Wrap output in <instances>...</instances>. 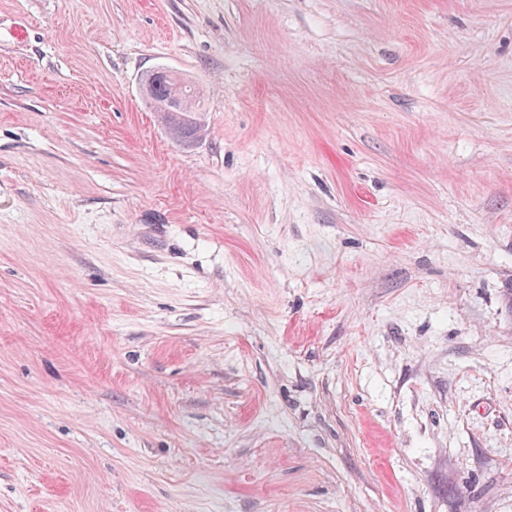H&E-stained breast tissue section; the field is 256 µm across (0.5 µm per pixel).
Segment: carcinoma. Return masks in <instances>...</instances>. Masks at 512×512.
Here are the masks:
<instances>
[{"label": "carcinoma", "instance_id": "carcinoma-1", "mask_svg": "<svg viewBox=\"0 0 512 512\" xmlns=\"http://www.w3.org/2000/svg\"><path fill=\"white\" fill-rule=\"evenodd\" d=\"M174 77L175 74L165 68L155 67L146 71L143 75L142 85L150 87L149 99L155 110L160 112L171 138L183 146H189L203 135L202 113L199 109L198 95L191 92L187 93L182 99V111H165Z\"/></svg>", "mask_w": 512, "mask_h": 512}]
</instances>
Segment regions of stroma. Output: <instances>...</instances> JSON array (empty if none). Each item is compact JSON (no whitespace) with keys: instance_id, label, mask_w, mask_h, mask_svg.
<instances>
[{"instance_id":"1","label":"stroma","mask_w":512,"mask_h":512,"mask_svg":"<svg viewBox=\"0 0 512 512\" xmlns=\"http://www.w3.org/2000/svg\"><path fill=\"white\" fill-rule=\"evenodd\" d=\"M0 512H512V0H0ZM175 71H168L165 68L155 67L146 71L142 77V87L149 85L150 95L146 96L153 103L156 112H160L166 129L171 138L183 146H190L196 142L204 131L202 113L199 109L198 95L191 93L193 85L178 75L189 85L187 94L183 97L181 107L184 112H165L167 100L174 83ZM183 84L176 79L173 86V95L181 99V88Z\"/></svg>"}]
</instances>
